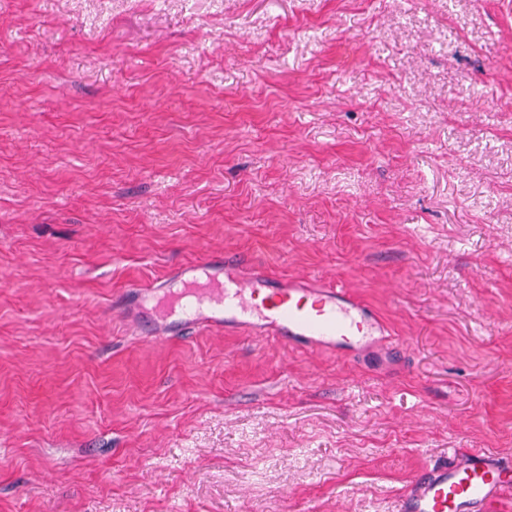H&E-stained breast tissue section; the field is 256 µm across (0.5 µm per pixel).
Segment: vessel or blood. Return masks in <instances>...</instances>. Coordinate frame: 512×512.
I'll return each mask as SVG.
<instances>
[{
	"label": "vessel or blood",
	"mask_w": 512,
	"mask_h": 512,
	"mask_svg": "<svg viewBox=\"0 0 512 512\" xmlns=\"http://www.w3.org/2000/svg\"><path fill=\"white\" fill-rule=\"evenodd\" d=\"M236 255H213L181 265L176 273L136 292L142 326L161 343L199 328L244 329L291 346L339 355L391 343L386 327L348 289L307 277L288 280L263 272L246 274ZM512 490V466L485 449L427 469L403 493L397 512H500Z\"/></svg>",
	"instance_id": "obj_1"
}]
</instances>
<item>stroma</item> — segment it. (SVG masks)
I'll return each mask as SVG.
<instances>
[{"instance_id":"1","label":"stroma","mask_w":512,"mask_h":512,"mask_svg":"<svg viewBox=\"0 0 512 512\" xmlns=\"http://www.w3.org/2000/svg\"><path fill=\"white\" fill-rule=\"evenodd\" d=\"M396 338L155 344L210 254ZM512 463V0H0V512H394ZM510 489L512 467L483 448H471L462 461L420 474L399 499L397 512H500Z\"/></svg>"}]
</instances>
